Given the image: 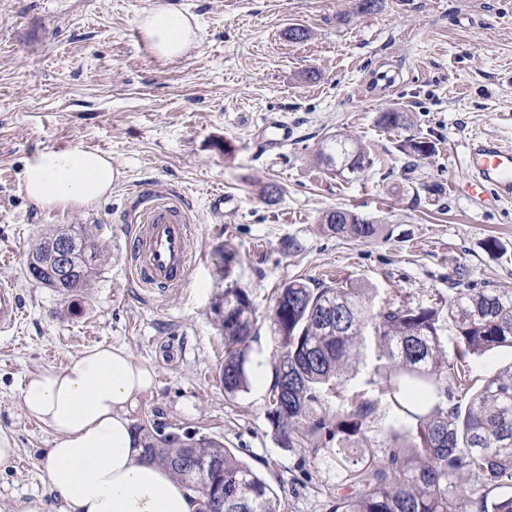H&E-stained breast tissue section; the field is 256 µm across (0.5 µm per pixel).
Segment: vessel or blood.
<instances>
[{"label":"vessel or blood","instance_id":"obj_1","mask_svg":"<svg viewBox=\"0 0 512 512\" xmlns=\"http://www.w3.org/2000/svg\"><path fill=\"white\" fill-rule=\"evenodd\" d=\"M260 132L266 151L275 154L281 153L293 137L284 121L264 123ZM465 170V178L452 183L451 191L476 203L512 199V148L491 138L470 140L465 147ZM129 246L133 273L144 287L178 288L188 281L192 268L189 230L172 211H156L147 223L134 225ZM19 314L17 295L12 288L1 287L0 330H11Z\"/></svg>","mask_w":512,"mask_h":512}]
</instances>
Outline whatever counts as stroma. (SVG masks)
<instances>
[{
	"label": "stroma",
	"instance_id": "1",
	"mask_svg": "<svg viewBox=\"0 0 512 512\" xmlns=\"http://www.w3.org/2000/svg\"><path fill=\"white\" fill-rule=\"evenodd\" d=\"M158 3L194 16L189 58L160 62L141 35L139 17ZM294 27L307 38L290 39ZM391 110L403 127L380 124ZM265 119L294 128L281 154L257 138ZM336 134L366 146L369 170L339 176L320 163ZM479 137L512 146V0H381L371 13L358 0H0V284L21 306L0 334V428L17 448L0 468V512H61L39 465L56 440L26 415L21 390L100 343L154 371L136 421L158 414L221 442L278 494L281 512H330L335 469L281 447L267 420L273 293L299 278H348L376 289L375 306L399 294L431 306L459 269L512 293V202L483 211L449 190ZM411 138L430 152L408 155ZM71 147L111 155V193L87 208L34 206L26 160ZM219 192L231 203L216 207ZM161 208L189 225L195 255L188 282L167 291L143 287L128 259L132 225ZM337 208L382 233L355 243L326 232L321 218ZM72 224L101 225L112 258L61 297L29 279L27 259L39 235ZM287 238L295 249H283ZM221 246L236 252L258 315L249 387L232 400L212 311Z\"/></svg>",
	"mask_w": 512,
	"mask_h": 512
}]
</instances>
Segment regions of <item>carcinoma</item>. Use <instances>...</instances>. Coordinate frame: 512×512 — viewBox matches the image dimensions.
Listing matches in <instances>:
<instances>
[{
	"instance_id": "obj_1",
	"label": "carcinoma",
	"mask_w": 512,
	"mask_h": 512,
	"mask_svg": "<svg viewBox=\"0 0 512 512\" xmlns=\"http://www.w3.org/2000/svg\"><path fill=\"white\" fill-rule=\"evenodd\" d=\"M320 156L342 174L371 167L365 147L346 136L325 141ZM336 235L366 242L383 225L336 209L322 218ZM100 224H74L42 237L31 251L29 277L41 288L68 296L89 285L110 252ZM63 237L75 262L59 279L52 252ZM217 274L224 281L213 305L224 335V393L233 398L249 384L251 342L258 318L235 273L231 249L218 250ZM448 298L437 307L413 305L402 296L375 310L370 289L350 279L326 285L298 279L277 289L269 316L281 353L273 365L267 419L284 448H308L315 459L336 469L340 485L331 512H512V494L489 500V493L512 487V364L489 374L471 391L473 356L512 349V293L478 286L457 271L448 277ZM455 330V357L448 360L441 322ZM382 365L368 384L389 398L401 430L379 441L369 433L377 401L368 392L344 399L342 381L364 360L367 344ZM467 400L448 405L455 396ZM339 400L336 413L328 411ZM157 457L198 494L199 512L211 502L195 487L188 466H205L207 482L224 486V512H280L279 498L246 463L224 445L160 422L135 424Z\"/></svg>"
}]
</instances>
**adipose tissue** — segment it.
<instances>
[{
  "instance_id": "ef3b65f1",
  "label": "adipose tissue",
  "mask_w": 512,
  "mask_h": 512,
  "mask_svg": "<svg viewBox=\"0 0 512 512\" xmlns=\"http://www.w3.org/2000/svg\"><path fill=\"white\" fill-rule=\"evenodd\" d=\"M140 28L162 61L182 58L197 40L182 11L153 7ZM110 156L83 148L43 149L26 163L23 186L37 207H87L111 191ZM152 370L124 348L100 344L59 369L32 376L21 392L25 413L57 438L42 469L63 512H197L199 499L148 456L134 428L139 398Z\"/></svg>"
}]
</instances>
